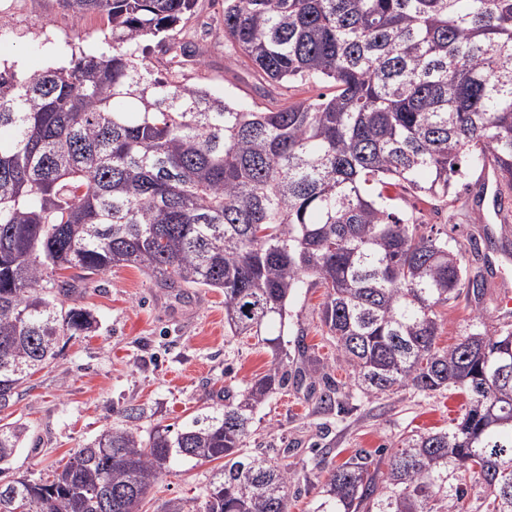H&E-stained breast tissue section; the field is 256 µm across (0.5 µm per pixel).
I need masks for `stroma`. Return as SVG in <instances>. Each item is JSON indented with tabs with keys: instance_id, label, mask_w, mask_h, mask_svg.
I'll list each match as a JSON object with an SVG mask.
<instances>
[{
	"instance_id": "obj_1",
	"label": "stroma",
	"mask_w": 512,
	"mask_h": 512,
	"mask_svg": "<svg viewBox=\"0 0 512 512\" xmlns=\"http://www.w3.org/2000/svg\"><path fill=\"white\" fill-rule=\"evenodd\" d=\"M0 65L21 74L69 66L74 55L106 50L107 22L63 8L59 0H0ZM223 0H198L183 33L201 60H189L181 80L257 109L270 100L291 102L317 98L321 86L293 83L264 92L249 60L224 39ZM464 196L481 223L449 224L448 212L417 202L422 221L447 228L466 252L469 274L482 278L478 298L441 308L437 344L448 347L468 330L475 312L485 329L512 327V223L484 190L483 177L471 173ZM325 291L311 288L288 304V370L309 358L319 368L315 381L274 393L256 413L244 450L271 460L290 475L288 512H313L327 473L319 461L339 465L359 452L382 465L398 440L414 432L448 428L469 407L468 396L448 389L419 395L408 388L369 395L354 382L350 367L337 360L336 345L320 321ZM90 308L98 327L64 344L55 365L34 373L0 419L26 424V440L6 479L43 477L105 427L120 422L129 406H142V431L154 424L181 425L199 409L215 404L219 391L241 390L262 376L272 359L254 339L230 336L224 328V294L205 288H167L133 267L99 275L66 299ZM305 351H298V344ZM334 384L342 412L320 408L325 384ZM220 462L183 461L151 490L145 512H163L166 502L202 498Z\"/></svg>"
}]
</instances>
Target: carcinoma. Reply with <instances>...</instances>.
Segmentation results:
<instances>
[{
	"label": "carcinoma",
	"instance_id": "1",
	"mask_svg": "<svg viewBox=\"0 0 512 512\" xmlns=\"http://www.w3.org/2000/svg\"><path fill=\"white\" fill-rule=\"evenodd\" d=\"M104 17L112 53L20 75L0 69V410L90 333L64 307L77 283L133 266L168 288L224 292L232 336L269 348L266 373L224 407L142 435L124 410L47 481L0 482V512H139L178 460L224 461L198 509L288 512V470L243 452L254 415L288 385V299L325 289L321 322L366 392L455 387L462 418L413 434L370 471L360 453L328 470L313 512H512V329L476 314L436 347L438 308L477 296L462 248L384 195L459 204L470 166L512 195V0H224V38L270 87L332 95L250 111L156 73L143 43L183 29L197 0H61ZM74 271L66 277L64 272ZM26 427L0 424V474Z\"/></svg>",
	"mask_w": 512,
	"mask_h": 512
}]
</instances>
